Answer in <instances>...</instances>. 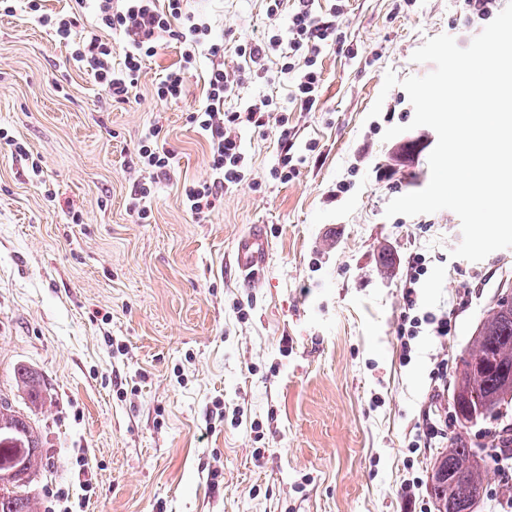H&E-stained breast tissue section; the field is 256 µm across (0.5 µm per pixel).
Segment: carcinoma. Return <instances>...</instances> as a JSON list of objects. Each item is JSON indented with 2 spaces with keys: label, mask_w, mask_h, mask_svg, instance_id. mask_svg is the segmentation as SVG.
<instances>
[{
  "label": "carcinoma",
  "mask_w": 512,
  "mask_h": 512,
  "mask_svg": "<svg viewBox=\"0 0 512 512\" xmlns=\"http://www.w3.org/2000/svg\"><path fill=\"white\" fill-rule=\"evenodd\" d=\"M16 387L28 399L34 413L46 403V386L35 370H14ZM453 387L461 393L452 405L455 420L465 428L487 418H496L500 408L512 402V301L489 307L464 354L456 365ZM39 436L28 415L0 398V484L16 490L0 494V512H36L29 492L24 490L42 463ZM485 459L460 433L448 439V447L437 453L428 486L440 504L452 503L463 512L470 502L481 499L486 489Z\"/></svg>",
  "instance_id": "obj_1"
}]
</instances>
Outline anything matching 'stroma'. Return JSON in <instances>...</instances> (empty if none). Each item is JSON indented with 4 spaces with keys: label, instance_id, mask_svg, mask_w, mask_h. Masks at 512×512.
Segmentation results:
<instances>
[{
    "label": "stroma",
    "instance_id": "obj_1",
    "mask_svg": "<svg viewBox=\"0 0 512 512\" xmlns=\"http://www.w3.org/2000/svg\"><path fill=\"white\" fill-rule=\"evenodd\" d=\"M343 5L347 48L318 57L320 110L294 106L277 51L224 100L242 111L269 98L287 112L298 175L272 174L285 142L275 123H242L248 174L201 220L182 186L210 176L189 116L206 103L212 59L198 58L182 99L163 102L155 85L180 59L165 44L113 104L47 30L0 15V131L28 150L0 146V397L26 410L15 367L44 378L34 422L50 464L28 486L37 512H436L424 484L433 451L409 444L431 406L451 411L434 368L456 364L512 283V249L454 258V212L386 217L390 200L427 186L437 134L411 128L405 90L382 85L389 70L432 71L411 59L428 38L464 48L485 23L461 0ZM187 8L223 43L229 71L244 65L239 45L288 25L266 0ZM153 126L176 157L142 222L129 164ZM392 126L401 134L384 139ZM254 224L270 259L246 288L233 249ZM412 252L431 260L418 302L447 314L448 335L419 337L405 363L398 260Z\"/></svg>",
    "mask_w": 512,
    "mask_h": 512
}]
</instances>
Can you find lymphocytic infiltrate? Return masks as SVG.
Masks as SVG:
<instances>
[{
	"label": "lymphocytic infiltrate",
	"instance_id": "lymphocytic-infiltrate-1",
	"mask_svg": "<svg viewBox=\"0 0 512 512\" xmlns=\"http://www.w3.org/2000/svg\"><path fill=\"white\" fill-rule=\"evenodd\" d=\"M314 0H293L294 8L286 29L272 30L260 42L239 47L240 57L257 64L279 46H287L289 60L282 69L294 77L291 100L303 112L315 111L321 103V78L318 57L323 46L341 44L338 20L342 5L331 7L330 18L318 17L312 10ZM27 13L31 20L52 32L57 41L72 45L71 57L77 69L88 75L104 91L108 100L128 101L137 87L146 58L156 55L160 46L175 42L181 50L178 66L166 72L155 87L159 100L176 101L186 91V78L198 55L217 58L222 48L210 39V29L199 16L185 8L184 0H95V24L82 30L79 13L44 12L41 0H0V12L14 15ZM118 34L124 43L120 63L112 61V44L104 32ZM303 65H296V58ZM234 81L223 64L213 65L207 81V104L191 114L190 121L206 138L210 149L211 177L184 186V203L197 219H204L214 208L220 189L238 184L245 176V156L238 139L230 131L242 122L264 126L268 112L257 105L245 112L226 111L224 99L231 93ZM137 163L150 173L149 182L135 186L133 210L140 221H147L150 212L147 202L152 195L153 181L168 177L175 152L168 147L160 128L154 127L141 139L137 148ZM429 260L424 254L410 253L401 263L406 307L396 330L403 361H410L413 341L428 334L438 338L448 334V317L420 309L417 290L428 272Z\"/></svg>",
	"mask_w": 512,
	"mask_h": 512
}]
</instances>
